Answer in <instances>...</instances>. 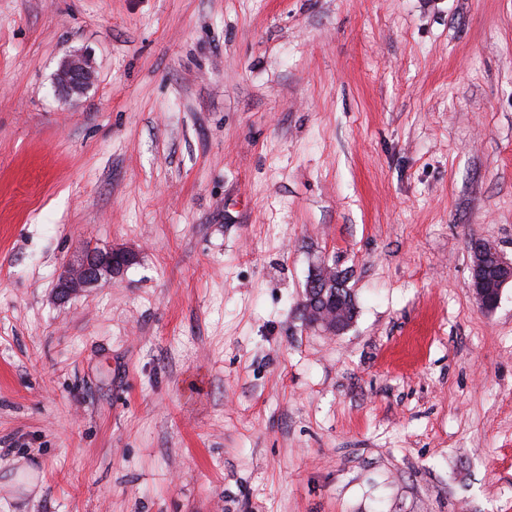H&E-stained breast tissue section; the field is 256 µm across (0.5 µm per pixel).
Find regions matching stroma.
<instances>
[{"mask_svg":"<svg viewBox=\"0 0 512 512\" xmlns=\"http://www.w3.org/2000/svg\"><path fill=\"white\" fill-rule=\"evenodd\" d=\"M473 238L512 258V0H0V512H512ZM88 246L137 260L58 301ZM93 75L92 61L86 56L74 55L66 59L59 67L55 84L60 91H75L89 83ZM346 273L337 270L334 267H330L325 261H320L313 265L308 280V288L316 287L319 288L321 284H324V288L328 285L334 284L336 288H344L339 294L337 300L328 299V294L325 295L327 300L320 302L322 310L330 311L336 308V318L352 317L353 310H356L355 303L346 287Z\"/></svg>","mask_w":512,"mask_h":512,"instance_id":"obj_1","label":"stroma"}]
</instances>
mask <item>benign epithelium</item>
<instances>
[{
	"instance_id": "benign-epithelium-1",
	"label": "benign epithelium",
	"mask_w": 512,
	"mask_h": 512,
	"mask_svg": "<svg viewBox=\"0 0 512 512\" xmlns=\"http://www.w3.org/2000/svg\"><path fill=\"white\" fill-rule=\"evenodd\" d=\"M93 75L92 61L86 56L74 55L59 67L55 84L60 91H75L89 83ZM472 247L476 255L470 275L472 295L482 310L491 312L497 308L503 288L512 284V259L507 258L491 240L476 239ZM133 261L134 255L125 250L109 248L89 251L63 267L55 283L56 291L66 296L83 288L94 287L104 277L119 274ZM345 281L346 273L320 261L311 269L308 287L334 284L343 288Z\"/></svg>"
}]
</instances>
